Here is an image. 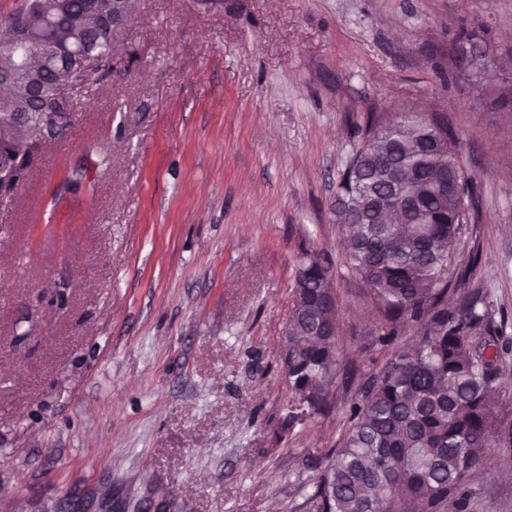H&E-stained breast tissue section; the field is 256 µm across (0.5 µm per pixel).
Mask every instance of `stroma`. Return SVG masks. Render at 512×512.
<instances>
[{"instance_id": "1", "label": "stroma", "mask_w": 512, "mask_h": 512, "mask_svg": "<svg viewBox=\"0 0 512 512\" xmlns=\"http://www.w3.org/2000/svg\"><path fill=\"white\" fill-rule=\"evenodd\" d=\"M464 27L512 72V0H132L111 70L74 82L70 126L0 190V512H310L358 382L419 335L373 346L339 246L337 181L374 110L458 137L478 198L447 279L489 305L512 426V112L456 77ZM65 173L79 189L51 200ZM305 247L358 381L279 440ZM511 463L492 448L469 512H512Z\"/></svg>"}]
</instances>
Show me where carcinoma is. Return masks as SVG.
I'll return each mask as SVG.
<instances>
[{"label":"carcinoma","mask_w":512,"mask_h":512,"mask_svg":"<svg viewBox=\"0 0 512 512\" xmlns=\"http://www.w3.org/2000/svg\"><path fill=\"white\" fill-rule=\"evenodd\" d=\"M52 2V28L37 14L28 19L34 42L79 25L87 44L84 63L112 60L113 33L84 0ZM15 19L0 24V69L27 56L11 41ZM457 43L469 49L460 71L466 79L512 78L475 31L462 28ZM30 65L40 101L28 97L24 80L0 95V127L22 104L31 112L0 151L13 187L27 180L29 157L45 142L41 114L55 111L66 125L71 112L60 107L68 66L44 69L35 56ZM358 134L336 186L340 247L373 304L378 342L410 322L426 324L417 348L397 353L349 406L344 447L321 455L312 499L317 512H447L450 505L467 512L470 472L482 465L493 438L512 440L489 399L498 375V343L492 338L478 347L473 341L474 332L491 330L489 312L471 293L448 308L446 273L462 226L470 221L476 184L460 177L452 130L427 112L409 108L396 120L370 112ZM407 200L416 207L402 223H387ZM324 272L318 254L302 249L288 336L280 349L289 393L280 439L326 412L337 384L336 311Z\"/></svg>","instance_id":"carcinoma-1"}]
</instances>
